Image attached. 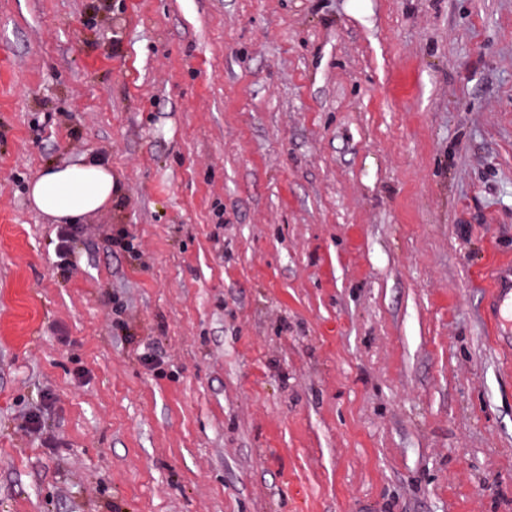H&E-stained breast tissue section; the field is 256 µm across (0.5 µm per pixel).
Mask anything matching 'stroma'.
<instances>
[{
  "instance_id": "obj_1",
  "label": "stroma",
  "mask_w": 512,
  "mask_h": 512,
  "mask_svg": "<svg viewBox=\"0 0 512 512\" xmlns=\"http://www.w3.org/2000/svg\"><path fill=\"white\" fill-rule=\"evenodd\" d=\"M505 258L512 0H0V512H512ZM116 190L109 163L87 154L48 168L33 178L29 191L32 205L60 224L56 234L58 266L72 264L71 243L84 231L79 222L88 214L107 208ZM494 338L512 333V259L499 260L490 279Z\"/></svg>"
}]
</instances>
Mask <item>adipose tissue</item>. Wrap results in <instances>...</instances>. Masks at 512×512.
<instances>
[{
	"label": "adipose tissue",
	"instance_id": "1",
	"mask_svg": "<svg viewBox=\"0 0 512 512\" xmlns=\"http://www.w3.org/2000/svg\"><path fill=\"white\" fill-rule=\"evenodd\" d=\"M117 186L103 158L87 154L40 172L33 178L29 198L40 212L62 224H76L104 210Z\"/></svg>",
	"mask_w": 512,
	"mask_h": 512
}]
</instances>
